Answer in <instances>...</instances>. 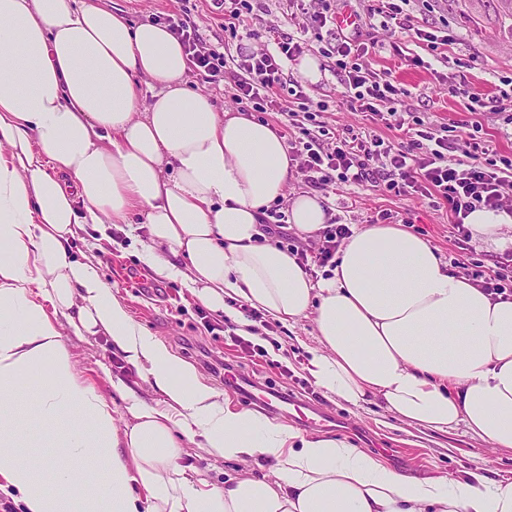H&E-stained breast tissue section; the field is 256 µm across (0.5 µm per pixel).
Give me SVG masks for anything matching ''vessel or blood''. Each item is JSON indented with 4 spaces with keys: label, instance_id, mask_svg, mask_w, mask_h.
Returning <instances> with one entry per match:
<instances>
[{
    "label": "vessel or blood",
    "instance_id": "1",
    "mask_svg": "<svg viewBox=\"0 0 512 512\" xmlns=\"http://www.w3.org/2000/svg\"><path fill=\"white\" fill-rule=\"evenodd\" d=\"M224 377L232 381L236 393L244 395L251 404L264 407L274 414L289 415L290 418L305 426L314 425L325 428L331 422L330 414L316 405L258 384L241 375L236 369H227Z\"/></svg>",
    "mask_w": 512,
    "mask_h": 512
}]
</instances>
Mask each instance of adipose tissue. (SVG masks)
Wrapping results in <instances>:
<instances>
[{"mask_svg": "<svg viewBox=\"0 0 512 512\" xmlns=\"http://www.w3.org/2000/svg\"><path fill=\"white\" fill-rule=\"evenodd\" d=\"M289 178L272 126L190 88L166 25H131L97 0H0V482L24 512H512L511 482L409 477L347 440L231 408L133 322L93 261L71 256L80 225L140 216L154 275L211 310L233 299L312 319L306 370L326 395L512 449V298L452 273L400 224L353 228L331 276L312 280L264 240V210L280 199L303 239L331 219L318 195H288ZM466 223L473 238L512 243L511 212L477 209ZM65 325L109 337L163 405L125 392L130 421L117 427L77 375ZM27 417L53 439L52 481L16 452ZM195 440L225 460L271 461L274 477L191 479L179 459ZM69 458L90 479L62 468Z\"/></svg>", "mask_w": 512, "mask_h": 512, "instance_id": "ef3b65f1", "label": "adipose tissue"}]
</instances>
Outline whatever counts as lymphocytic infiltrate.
Here are the masks:
<instances>
[{
  "label": "lymphocytic infiltrate",
  "instance_id": "lymphocytic-infiltrate-1",
  "mask_svg": "<svg viewBox=\"0 0 512 512\" xmlns=\"http://www.w3.org/2000/svg\"><path fill=\"white\" fill-rule=\"evenodd\" d=\"M411 0H365L359 17L361 26L374 27L377 20L394 22L402 33L418 40L429 51L444 54L457 38L448 31L424 29L415 24L407 7ZM169 30L183 44L193 70L205 74L209 83L229 81L232 98L240 105H252L257 112H310L312 100L303 89L291 96L281 90L282 63L295 61L305 44L293 35L272 27L268 38L274 50L238 51L229 59L218 52L200 49L201 36L189 16L172 18ZM370 46L361 37H337L330 49L336 59L333 73L344 84L345 96L359 111L393 119L396 130H403L397 104L402 94L389 73L365 64ZM289 158L311 186L324 189L333 185L353 187L384 186L395 195H421L446 206L458 240L470 242L465 224L478 208L499 210L505 193L512 191V159L485 157L479 163L448 155V138L437 130H418L415 137L395 143L378 135L360 134L346 126L324 141L310 129L289 145Z\"/></svg>",
  "mask_w": 512,
  "mask_h": 512
}]
</instances>
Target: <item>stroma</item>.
<instances>
[{
    "mask_svg": "<svg viewBox=\"0 0 512 512\" xmlns=\"http://www.w3.org/2000/svg\"><path fill=\"white\" fill-rule=\"evenodd\" d=\"M263 8L254 16L249 30L230 35L224 30V11L213 0H195L190 17L197 25L207 48L227 55L238 47L266 48L264 36L269 27L291 34H303L305 54L317 63V78L304 76L298 63L284 62L283 83L292 88L302 85L313 102L326 105L319 121L329 130L344 126L365 128L389 140L399 131L390 130L364 113L352 110L343 101L344 86L329 69L321 50L331 42L329 32L301 33L291 20L285 0H263ZM413 14L419 25L449 27L459 42L449 49L447 59H432L430 68L414 66V56H426L427 50L407 41L400 33L375 28L370 36L382 48L369 62L375 69L391 70L394 80L406 91L407 111L423 119L425 126H455L451 154L463 157L471 141L487 144L498 154L512 158V135L503 132L497 115L472 114L466 100L448 94L450 85L464 82L480 97L495 95L502 78L512 77V0H415ZM481 131H474V124ZM325 205L340 223L358 226L377 224L383 213L394 223L410 221L413 233L426 236L440 251L449 269L474 277L484 255L499 254L501 246L472 241L470 249H460L452 234L446 209L434 207L425 197L397 196L374 187L354 191L348 188L321 191ZM142 225L85 224L73 242L74 258H93L104 281L124 303L132 319L162 341L171 353L198 370L204 383L227 399L232 407L244 408V401L224 384L223 369L214 360L233 364L257 383L296 394L322 407L338 421L328 434L351 442L377 455L388 468L405 475L428 478L441 474L460 475L469 471L487 474L496 481L512 482V450H496L472 438L464 429L442 434L407 426L386 414L377 405L351 407L323 394L308 376L305 365L308 351L316 347L311 320L288 324L262 317L258 333H247V340L263 346L267 355L254 358L232 341L238 325L223 314L207 309L179 281L157 278L143 257ZM77 372L103 394L116 411L118 423L128 418L126 402L115 382H122L146 403L162 402V395L144 381L141 373L125 363L102 336L79 338L64 334ZM183 465L192 467L199 478L220 485L230 477H260L269 474L268 461L244 464L224 461L207 449L187 443L182 451Z\"/></svg>",
    "mask_w": 512,
    "mask_h": 512,
    "instance_id": "stroma-1",
    "label": "stroma"
}]
</instances>
